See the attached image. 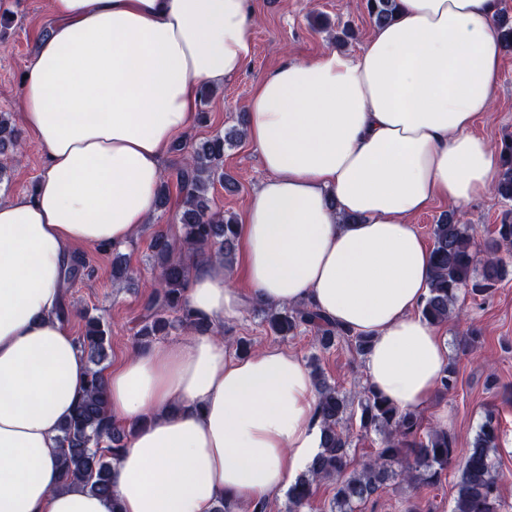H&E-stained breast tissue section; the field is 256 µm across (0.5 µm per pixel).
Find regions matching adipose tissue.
Segmentation results:
<instances>
[{"label": "adipose tissue", "mask_w": 512, "mask_h": 512, "mask_svg": "<svg viewBox=\"0 0 512 512\" xmlns=\"http://www.w3.org/2000/svg\"><path fill=\"white\" fill-rule=\"evenodd\" d=\"M498 0H398L355 55L287 60L254 88L245 134L267 173L239 223L243 265L197 257L186 299L215 330L133 351L106 371L113 422L135 425L112 497L63 485L61 425L89 365L56 315L75 245L120 247L155 213L162 162L202 86L252 54L250 0H49L20 112L46 163L0 201V512H214L268 499L320 450L303 360L230 355L247 304L305 303L370 336L369 384L403 410L448 362L416 316L431 252L411 222L488 193L497 151L472 129L501 70ZM358 215L359 223H342Z\"/></svg>", "instance_id": "adipose-tissue-1"}]
</instances>
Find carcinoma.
<instances>
[{
    "instance_id": "cac0c4a2",
    "label": "carcinoma",
    "mask_w": 512,
    "mask_h": 512,
    "mask_svg": "<svg viewBox=\"0 0 512 512\" xmlns=\"http://www.w3.org/2000/svg\"><path fill=\"white\" fill-rule=\"evenodd\" d=\"M397 0H366V9L375 26L393 20ZM242 132L217 133L196 147L178 145L182 160L172 178L179 191L175 220L181 225L179 242L157 233L151 242L152 267L155 271L144 310L143 324L136 332L140 344H147L169 330L182 328L194 333L214 330L211 322L195 314L188 306L186 286L191 267L177 252L209 253L228 263L240 246L237 223L231 217L211 209L208 191L215 184L229 189L231 178L224 175V147L241 137ZM19 140L10 113L0 112V154L16 153ZM500 166L492 189L504 201L512 202V138L502 144ZM431 250L433 274L429 293L420 305V315L427 322L441 326L458 318L456 308L461 291L483 296L497 287L512 267V218L504 216L497 237L488 244L485 257L477 261L472 238L465 224L454 215L443 217L433 225ZM88 266L81 256L75 257L65 273L69 284L86 275ZM265 321L276 336H293L301 327L314 332L316 341L328 348L344 345L357 355L368 354L371 340L342 329L307 305L263 309ZM79 342L87 356L89 379L73 414L60 428V465L64 485L79 482L99 496L112 493L113 463L124 448L132 430L113 425L107 411L106 381L101 361L109 343L103 319L86 316V330ZM313 384L318 396V413L323 431L321 451L306 473L288 487V512H303L309 506L313 486L323 480L334 483L330 512H361L387 481L397 475L405 480L436 485L455 461L454 438L443 429L420 433L418 415L394 406L371 387L363 388L358 402L328 384L318 370H313ZM458 384L455 364L447 366L439 380L441 392H450ZM359 410V428L381 435L375 449L357 466L350 459L351 439L347 422L353 419V407ZM498 425L488 418L466 450L453 512H501L492 458L498 451Z\"/></svg>"
}]
</instances>
